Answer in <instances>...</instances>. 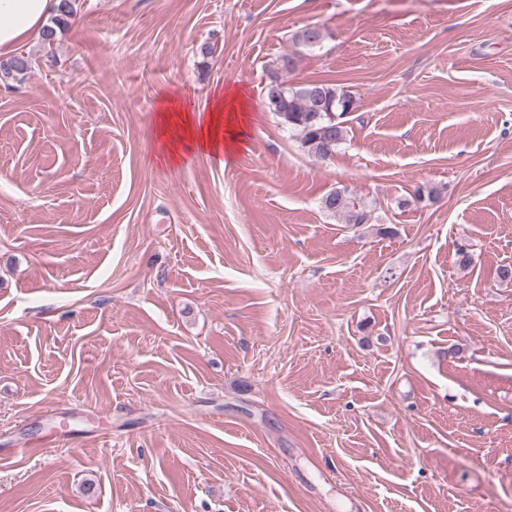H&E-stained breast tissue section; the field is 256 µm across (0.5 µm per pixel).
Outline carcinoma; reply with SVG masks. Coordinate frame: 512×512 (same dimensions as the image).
Masks as SVG:
<instances>
[{
  "instance_id": "carcinoma-1",
  "label": "carcinoma",
  "mask_w": 512,
  "mask_h": 512,
  "mask_svg": "<svg viewBox=\"0 0 512 512\" xmlns=\"http://www.w3.org/2000/svg\"><path fill=\"white\" fill-rule=\"evenodd\" d=\"M76 13L75 0H59L41 39L53 44L57 32L64 30ZM324 39L323 30L310 26L299 31L294 41L305 48H315ZM30 69L29 57L20 53L0 61V72L7 76H25ZM274 98L270 108L283 127L300 137L301 146L319 159H327L344 143L348 135V117L357 107L355 97L344 88L327 81H309L298 87H289L286 81L273 76L264 87V98ZM322 208L334 215H342L353 225L367 224L371 211L366 203L348 192L334 190L322 200Z\"/></svg>"
}]
</instances>
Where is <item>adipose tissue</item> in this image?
Listing matches in <instances>:
<instances>
[{"label":"adipose tissue","mask_w":512,"mask_h":512,"mask_svg":"<svg viewBox=\"0 0 512 512\" xmlns=\"http://www.w3.org/2000/svg\"><path fill=\"white\" fill-rule=\"evenodd\" d=\"M57 3L0 0V57H11L21 45L40 37ZM249 124V103L239 90L216 88L204 106L164 95L155 117L160 157L173 165L201 153L233 158L246 142Z\"/></svg>","instance_id":"ef3b65f1"}]
</instances>
